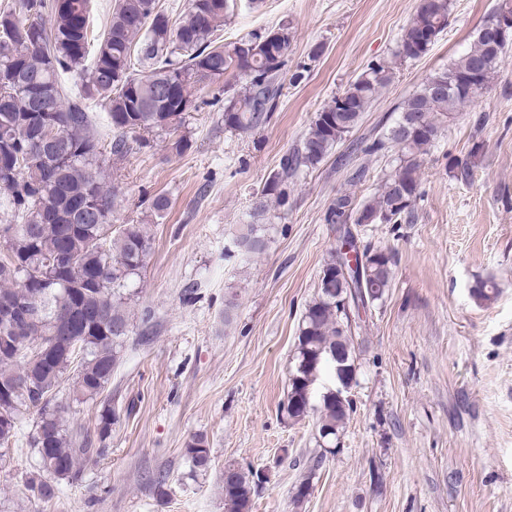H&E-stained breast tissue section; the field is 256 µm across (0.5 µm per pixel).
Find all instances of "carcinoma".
I'll use <instances>...</instances> for the list:
<instances>
[{
  "mask_svg": "<svg viewBox=\"0 0 512 512\" xmlns=\"http://www.w3.org/2000/svg\"><path fill=\"white\" fill-rule=\"evenodd\" d=\"M451 0H420L403 30L399 53L424 55L448 27ZM229 0H189L173 24L156 0H116L107 28L91 45V0H12L0 8V206L7 210L0 233V298L10 296L17 309L10 325L0 322V448L16 444L23 420L34 417L29 446L38 472L24 481L25 491L47 512L57 497L56 484L79 477L105 452L116 413L104 401L94 430L70 428L57 402L61 385L74 377L75 400L95 401L112 381L119 349L129 336L130 320L120 290L144 267L152 239L140 224L112 231L116 190L108 180L103 146L85 102L100 103L114 132L111 153L128 152V137L169 129L194 107L203 84L224 82V127L246 132L262 124L280 96L278 77L288 62L293 28L281 23L263 35H251L226 47L215 32ZM512 44L491 46L481 36L448 67L431 75L395 109L397 118L367 152L391 144L399 163L370 199L356 204L349 194L329 207L330 224H400L414 218L421 159L440 129L456 112L488 88ZM390 81L389 71L373 66L342 95L316 113L297 153L285 157L261 191L254 214L267 201L286 198L288 177L327 157ZM447 90L439 95L435 86ZM46 108L67 146L54 159L36 143L37 111ZM103 206L98 220L78 219L87 201ZM357 248L350 232L339 238L322 267L317 295L302 317L288 391L280 412L291 421L318 411L316 429L330 445L345 428L354 405L322 395L312 403L311 387L320 374L334 371L336 381L356 380L351 323L336 304V292L350 306L364 308L391 287V252L367 247L368 266L343 283L336 262L344 246ZM237 254L261 253L258 225L246 224L234 240ZM193 465L211 462L205 439L186 448ZM258 473L224 468V512H250L259 487Z\"/></svg>",
  "mask_w": 512,
  "mask_h": 512,
  "instance_id": "carcinoma-1",
  "label": "carcinoma"
}]
</instances>
